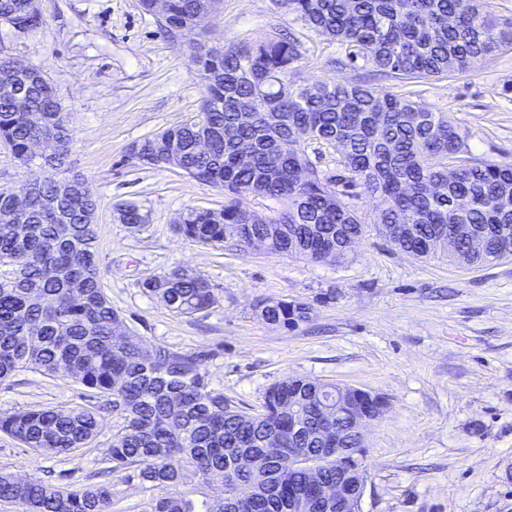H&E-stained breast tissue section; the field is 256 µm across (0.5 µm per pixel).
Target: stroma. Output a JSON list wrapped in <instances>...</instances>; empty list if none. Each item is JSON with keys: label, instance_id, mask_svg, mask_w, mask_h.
Here are the masks:
<instances>
[{"label": "stroma", "instance_id": "obj_1", "mask_svg": "<svg viewBox=\"0 0 512 512\" xmlns=\"http://www.w3.org/2000/svg\"><path fill=\"white\" fill-rule=\"evenodd\" d=\"M41 24L0 26V46L52 80L74 132L70 170L98 195L101 283L125 325L150 344L205 350L211 387L235 405L259 407L287 377L361 388L384 401L364 430L367 478L360 512H512V261L460 268L395 250L375 228L366 195L356 205L366 231L342 263L212 248L177 230L193 208L220 209L221 190L176 169L141 165L131 144L194 119L204 100L194 52L139 0H37ZM300 40L296 78L372 81L352 48L310 29L273 0H224L206 42L239 46L275 31ZM419 102L467 132L472 159L512 163V50L474 68L415 84ZM137 203L133 227L118 207ZM206 278L213 307L173 313L145 280L175 265ZM306 303L309 320L287 330L257 318V300ZM71 379L21 371L0 382V413L95 406ZM81 457L40 454L0 435V473L77 486L103 468L117 415Z\"/></svg>", "mask_w": 512, "mask_h": 512}]
</instances>
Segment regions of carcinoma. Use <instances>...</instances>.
<instances>
[{
	"instance_id": "cac0c4a2",
	"label": "carcinoma",
	"mask_w": 512,
	"mask_h": 512,
	"mask_svg": "<svg viewBox=\"0 0 512 512\" xmlns=\"http://www.w3.org/2000/svg\"><path fill=\"white\" fill-rule=\"evenodd\" d=\"M31 0H0V24L18 31L37 27ZM163 26L193 38L210 16L201 0H168ZM306 25L355 47L379 74L414 83L466 72L487 56L512 47V18L488 10L487 0H275ZM298 38L273 33L253 44L219 51L198 47L205 85L200 120L172 126L143 139L152 152L162 142L181 147L182 173L224 191V208H195L178 232L187 240L219 247L232 237L242 248L255 241L271 255L311 262L348 258L365 232L355 209L360 187L380 213L377 229L397 249L417 258L446 257L460 265L496 264L512 257V164L471 162L466 136L444 112H433L404 94L367 84L293 78ZM29 83V111L0 94V142L23 165H35L37 192L19 218L27 233L0 223V381L22 370L71 378L103 398L122 421L112 440V472L124 473L151 493L147 512H286L288 485L307 479L288 468V447L316 462L321 445L288 439V408L298 405L316 421L322 401L336 402L337 383L285 378L265 392L261 410L244 409L210 387L202 365L207 351H178L147 344L127 333L100 282L97 233L85 221L97 207L92 184L64 201L67 223H57L45 203L57 194L73 145L68 113L61 111L51 80ZM43 124L33 126L30 113ZM210 138L208 151L196 145ZM53 140L51 159L33 158L31 143ZM330 147L336 174L312 167L308 148ZM252 194L278 205L261 216L240 205ZM467 224L484 231L480 248L466 236L448 249V236ZM162 288L144 284L179 315L214 304L205 278L176 265L158 276ZM264 321L293 329L308 320L295 301L254 305ZM341 421L360 410V389L347 385ZM0 433L38 453L75 454L99 433L96 409H22L0 416ZM221 480L224 497L198 502L182 487ZM0 500L18 512H110L112 486L51 485L0 473Z\"/></svg>"
}]
</instances>
